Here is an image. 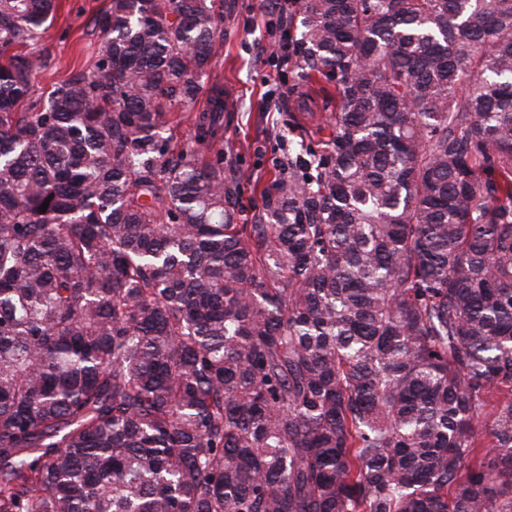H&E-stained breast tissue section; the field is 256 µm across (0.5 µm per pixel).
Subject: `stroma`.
Returning <instances> with one entry per match:
<instances>
[{
  "instance_id": "obj_1",
  "label": "stroma",
  "mask_w": 512,
  "mask_h": 512,
  "mask_svg": "<svg viewBox=\"0 0 512 512\" xmlns=\"http://www.w3.org/2000/svg\"><path fill=\"white\" fill-rule=\"evenodd\" d=\"M234 2L212 73L232 94L224 114V162L240 182L238 206L249 224L262 205L260 188L271 183L294 143L328 140L336 96L323 92L318 81L302 79L294 61L273 56L268 22L278 0ZM107 3L58 0L52 24L32 47L46 60L34 74L36 96H47L57 83L91 67L101 39L94 19Z\"/></svg>"
}]
</instances>
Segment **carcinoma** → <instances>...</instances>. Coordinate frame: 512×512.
Returning a JSON list of instances; mask_svg holds the SVG:
<instances>
[{
    "mask_svg": "<svg viewBox=\"0 0 512 512\" xmlns=\"http://www.w3.org/2000/svg\"><path fill=\"white\" fill-rule=\"evenodd\" d=\"M295 2L333 131L239 224L230 5L109 0L35 100L0 0V512H512V0ZM207 98V88L205 87L197 100L196 106L194 109H181L176 108L173 112H175L174 115V123L171 127V131H169V134L171 133L173 135V142H182L183 140L190 137V134L192 133V120L195 115V113L199 110H201L205 106Z\"/></svg>",
    "mask_w": 512,
    "mask_h": 512,
    "instance_id": "obj_1",
    "label": "carcinoma"
}]
</instances>
